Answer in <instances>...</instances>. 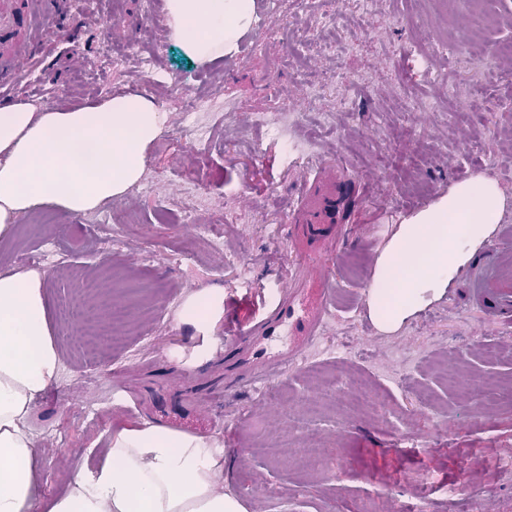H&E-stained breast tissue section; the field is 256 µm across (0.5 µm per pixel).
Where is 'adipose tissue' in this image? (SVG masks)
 Listing matches in <instances>:
<instances>
[{
  "mask_svg": "<svg viewBox=\"0 0 512 512\" xmlns=\"http://www.w3.org/2000/svg\"><path fill=\"white\" fill-rule=\"evenodd\" d=\"M171 38L198 62L233 54L250 30L256 0H166ZM167 115L138 95L77 108L30 102L0 107V239L19 218L50 207L87 213L142 176L148 146ZM498 182L477 174L404 216L375 261L368 315L381 332L443 297L500 224ZM48 274L0 272V512H33L38 453L28 420L59 380L60 354L48 315ZM224 300L208 289L187 296L177 319L208 334ZM106 452L78 469L46 512H247L224 489V448L213 437L141 419L100 434Z\"/></svg>",
  "mask_w": 512,
  "mask_h": 512,
  "instance_id": "1",
  "label": "adipose tissue"
}]
</instances>
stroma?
<instances>
[{
    "label": "stroma",
    "instance_id": "stroma-1",
    "mask_svg": "<svg viewBox=\"0 0 512 512\" xmlns=\"http://www.w3.org/2000/svg\"><path fill=\"white\" fill-rule=\"evenodd\" d=\"M81 2L66 0L70 40L40 59L36 76L64 87L66 107L116 93L168 112L145 176L169 194L195 181L220 204L186 224L133 186L89 214L35 210L0 240V271L50 273L62 371L29 420L40 448L37 502L65 489L108 425L156 420L169 402L188 420L211 415L205 433L230 452L231 488L247 512H355L376 493L391 512L420 494L429 512H471L476 500L484 512H512V472L501 467L512 459V330L472 305L475 264L395 333H380L366 309L375 258L401 217L451 184L495 178L502 223L512 227V56L500 51L512 41V0H488L458 70L447 57L468 18L448 14L443 0H372L365 10L355 0L306 9L256 0L276 36L249 31L236 53L205 64L156 26L166 0ZM100 28L112 56L93 47ZM169 72L202 94L218 80L222 94L211 111L189 114L165 89ZM342 72L354 81L347 108L327 86ZM407 97L416 101L409 112ZM284 100L293 122L283 141L261 117ZM323 162L348 184V234L318 259L338 284L324 332L264 391L209 402L229 380L226 327L262 311L249 285L277 292L313 262L290 226L300 186ZM211 226L223 252L210 247ZM204 289L223 290L224 301L201 360L200 337L176 312ZM309 444L320 453L305 463ZM267 484L277 496L260 494Z\"/></svg>",
    "mask_w": 512,
    "mask_h": 512
}]
</instances>
